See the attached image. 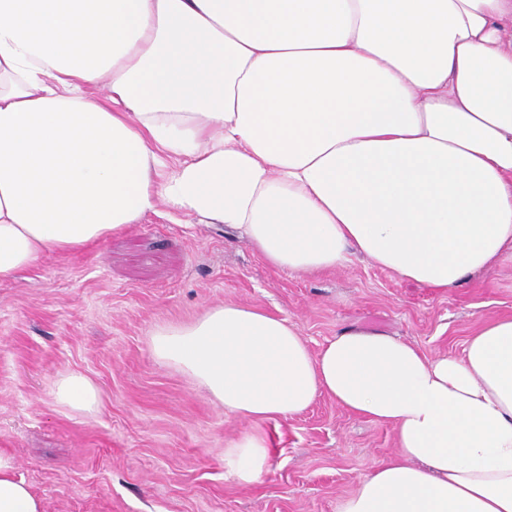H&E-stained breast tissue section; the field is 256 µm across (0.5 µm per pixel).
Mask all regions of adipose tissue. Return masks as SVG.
Masks as SVG:
<instances>
[{
  "mask_svg": "<svg viewBox=\"0 0 512 512\" xmlns=\"http://www.w3.org/2000/svg\"><path fill=\"white\" fill-rule=\"evenodd\" d=\"M166 209L228 224L276 269L360 255L438 291L512 260V0H0V281ZM225 413L325 393L397 452L339 512H512V317L427 358L226 303L151 337ZM72 414L99 390L67 372ZM265 437L224 452L240 482ZM0 452V512H42Z\"/></svg>",
  "mask_w": 512,
  "mask_h": 512,
  "instance_id": "1",
  "label": "adipose tissue"
}]
</instances>
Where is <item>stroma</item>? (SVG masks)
I'll return each instance as SVG.
<instances>
[{
    "label": "stroma",
    "mask_w": 512,
    "mask_h": 512,
    "mask_svg": "<svg viewBox=\"0 0 512 512\" xmlns=\"http://www.w3.org/2000/svg\"><path fill=\"white\" fill-rule=\"evenodd\" d=\"M224 303L287 318L314 355L357 328L436 358L512 316V263L443 292L361 256L288 273L226 225L163 212L105 243L45 254L0 282V450L43 512H337L356 476L395 454L390 426L328 396L290 417L248 421L154 359L157 327ZM65 372L97 386L96 413L56 404ZM247 434L263 435L270 452L269 472L251 484L224 465L225 448Z\"/></svg>",
    "instance_id": "1"
}]
</instances>
